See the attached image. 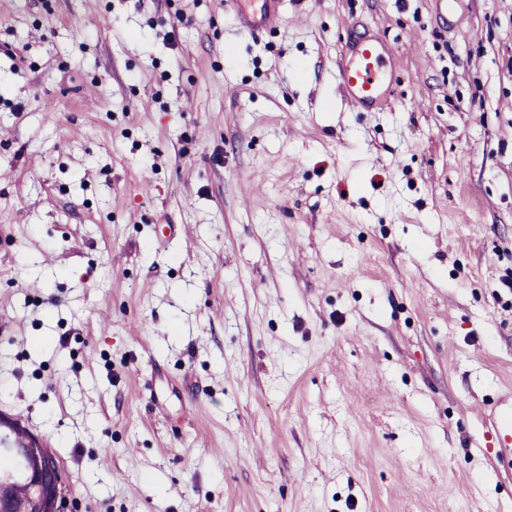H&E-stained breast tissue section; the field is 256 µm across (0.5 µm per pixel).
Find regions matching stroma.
I'll return each instance as SVG.
<instances>
[{
	"instance_id": "obj_1",
	"label": "stroma",
	"mask_w": 512,
	"mask_h": 512,
	"mask_svg": "<svg viewBox=\"0 0 512 512\" xmlns=\"http://www.w3.org/2000/svg\"><path fill=\"white\" fill-rule=\"evenodd\" d=\"M264 7L0 0V415L67 512H512V0ZM395 57L392 45L372 36H360L350 44L346 57L337 62L338 88L356 112L385 106L392 87L388 70Z\"/></svg>"
}]
</instances>
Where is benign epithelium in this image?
I'll use <instances>...</instances> for the list:
<instances>
[{"label": "benign epithelium", "instance_id": "1", "mask_svg": "<svg viewBox=\"0 0 512 512\" xmlns=\"http://www.w3.org/2000/svg\"><path fill=\"white\" fill-rule=\"evenodd\" d=\"M11 455L26 462L24 475L0 469V512H66L58 465L40 439L28 436Z\"/></svg>", "mask_w": 512, "mask_h": 512}]
</instances>
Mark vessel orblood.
Here are the masks:
<instances>
[{
    "mask_svg": "<svg viewBox=\"0 0 512 512\" xmlns=\"http://www.w3.org/2000/svg\"><path fill=\"white\" fill-rule=\"evenodd\" d=\"M395 57L390 43L371 36L354 39L337 63L338 88L358 112L385 106L391 96L388 70Z\"/></svg>",
    "mask_w": 512,
    "mask_h": 512,
    "instance_id": "b4317fda",
    "label": "vessel or blood"
}]
</instances>
